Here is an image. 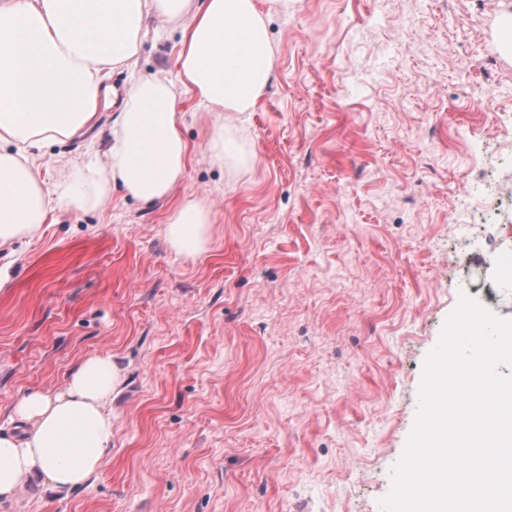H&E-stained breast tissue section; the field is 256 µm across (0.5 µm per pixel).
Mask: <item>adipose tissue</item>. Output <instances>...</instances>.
<instances>
[{
    "label": "adipose tissue",
    "mask_w": 512,
    "mask_h": 512,
    "mask_svg": "<svg viewBox=\"0 0 512 512\" xmlns=\"http://www.w3.org/2000/svg\"><path fill=\"white\" fill-rule=\"evenodd\" d=\"M293 0H0V249L35 234L47 220L48 192L28 149L61 145L98 125L112 109L111 140L94 198L105 187L154 204L167 200L189 156L179 104L191 95L216 114L251 111L273 74L270 12ZM179 29L168 75L138 78L121 101L105 78L130 68L150 16ZM209 209L186 200L170 211L166 235L187 256L205 251ZM121 373L93 356L70 371L63 388L36 390L14 404L20 434L0 431V502L30 489L67 499L101 468L112 446V394Z\"/></svg>",
    "instance_id": "obj_1"
}]
</instances>
